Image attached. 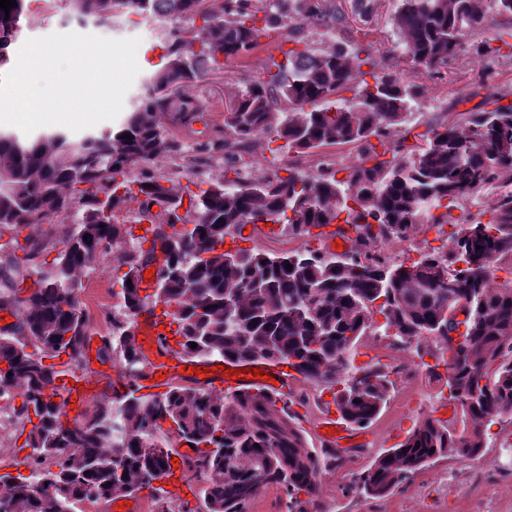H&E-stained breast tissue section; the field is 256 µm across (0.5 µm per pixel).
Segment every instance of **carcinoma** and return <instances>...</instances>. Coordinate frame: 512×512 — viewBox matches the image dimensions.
I'll list each match as a JSON object with an SVG mask.
<instances>
[{
    "instance_id": "cac0c4a2",
    "label": "carcinoma",
    "mask_w": 512,
    "mask_h": 512,
    "mask_svg": "<svg viewBox=\"0 0 512 512\" xmlns=\"http://www.w3.org/2000/svg\"><path fill=\"white\" fill-rule=\"evenodd\" d=\"M16 2L11 22H0V69L26 19L28 0ZM397 2L393 26L415 68L446 65L467 47L485 69L512 57L509 31L467 41L497 27L496 18H512V0ZM376 3L222 0L215 10L209 0H68L72 14L100 20L122 12L201 25L189 38L169 30L164 64L118 129L29 142L0 135V239L8 236L0 244V308L16 317L0 330V398L22 399L12 410L27 431L23 447L32 449L25 465L53 475L47 484L0 475L4 512H75L85 499L137 494L169 475L174 437L195 444L184 463L203 476L194 496L206 512H248L256 488L269 486L283 488L288 512H305L299 495L310 498L318 489L320 460L293 410L296 403L309 408L308 397L281 404L266 392L185 385L143 394L133 379L147 359L130 326L116 319L100 337L97 359L120 365L119 376L131 380L119 408L101 403L71 421L47 393L60 375L87 363L82 273L112 244L134 236L113 218L140 195L152 237L138 240L151 246L127 255L128 270L117 277L121 307L129 320L148 305L174 308L177 345L195 361H285L305 380L334 390L341 416L362 427L386 404L392 381L379 361L351 367L354 344L368 333L404 344L433 337L437 353L428 374L448 389L453 415L426 417L377 456L360 477L366 496H387L430 462L481 455L487 426L512 421V192L486 200L512 184V93L492 90L479 111L413 132L407 122L421 98L417 83L389 71L365 40L319 49L304 34L307 27L318 33L367 22ZM274 37L283 59L271 60L262 78L228 100L224 137L201 144L224 152V180L183 195L151 169L155 158L181 149L158 115L192 127L203 107L183 88ZM276 112L283 114L277 125ZM345 144L356 146L360 162L340 178L344 168L318 149ZM261 145L275 154L318 157L316 174L288 166L285 176L275 171L243 180L242 155ZM75 201L83 213L51 267L29 273L26 262L44 251L39 221L66 213ZM178 223L192 228L169 232ZM260 223L281 224L292 237L331 235L353 246L342 253L307 243L279 252L224 248L241 225ZM333 223L335 230L323 232ZM424 226L436 230L441 244L411 263L375 253ZM158 248L157 286L142 296L138 281ZM152 499L156 512H195L190 501L162 488Z\"/></svg>"
}]
</instances>
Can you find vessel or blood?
Masks as SVG:
<instances>
[{
  "label": "vessel or blood",
  "mask_w": 512,
  "mask_h": 512,
  "mask_svg": "<svg viewBox=\"0 0 512 512\" xmlns=\"http://www.w3.org/2000/svg\"><path fill=\"white\" fill-rule=\"evenodd\" d=\"M133 334L141 350L147 355L153 366L146 378L141 379L143 389L160 391L175 378H194L190 360L182 355L173 338L174 329L165 318L161 309H145L140 311L133 326ZM208 373L204 377L205 389L215 392L234 393L239 391H267L289 394L294 381L289 378L287 364L266 359L252 360L250 365L239 361H227L226 365H218L217 361L207 363ZM263 371V378L252 375L253 369ZM96 388L93 384L73 381L71 376H64L52 390L54 401L67 407L69 417H77L83 413ZM320 429V438L325 447L333 452L344 455L356 448L367 447L370 438L363 430H356L341 419L335 409L325 408L316 423Z\"/></svg>",
  "instance_id": "b4317fda"
}]
</instances>
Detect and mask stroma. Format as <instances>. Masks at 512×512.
<instances>
[{
  "instance_id": "obj_1",
  "label": "stroma",
  "mask_w": 512,
  "mask_h": 512,
  "mask_svg": "<svg viewBox=\"0 0 512 512\" xmlns=\"http://www.w3.org/2000/svg\"><path fill=\"white\" fill-rule=\"evenodd\" d=\"M394 9L395 0H378L368 24V40L375 58L404 71L409 67L408 55L392 24ZM173 27L187 32L193 23L185 18L171 24L161 23L122 14L84 28L70 16L66 0H31L19 39L24 42L53 33L84 30L108 39H138L139 73L123 102L128 110L160 64L167 33ZM277 53L276 44H268L245 58L209 71L185 87L184 95L204 105V118L187 130L172 125L168 117H161V126L181 143L182 150L156 158L153 169L169 177L179 190L205 189L223 180V153H202L198 147L200 143L223 137L225 101L243 90L247 80L262 77L270 57ZM411 78L423 87L415 114L417 123L444 122L450 114L478 109L489 89L512 90V59L501 60L491 75L483 79L475 58L463 51L450 59L447 66L422 67ZM316 162L313 156L299 157L292 153L275 158L269 151L260 150L246 156L242 175L260 179L276 168L292 165L311 176L316 172ZM130 249L127 242L110 247L104 255V266H93L83 273L78 300L94 332H106L113 319L124 314L116 299L120 286L115 276L124 273L125 255ZM435 346L431 339L418 345L400 346L399 358L409 373L394 378L388 404L368 425L371 446L353 451L323 468L319 490L313 501L306 503V512H512V450L505 446L512 437V424L498 420L488 427L486 446L476 458L446 459L430 464L380 499L365 497L358 488L360 475L380 452L402 442L423 418L436 415L438 406L447 402V394L430 381L426 367Z\"/></svg>"
}]
</instances>
